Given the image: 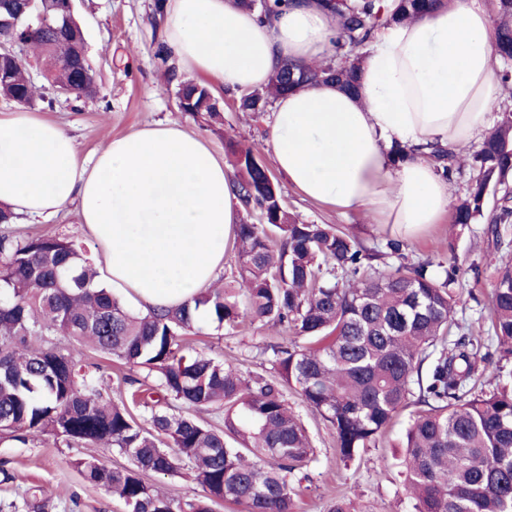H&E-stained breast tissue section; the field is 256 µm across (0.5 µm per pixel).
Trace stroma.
Here are the masks:
<instances>
[{"mask_svg":"<svg viewBox=\"0 0 512 512\" xmlns=\"http://www.w3.org/2000/svg\"><path fill=\"white\" fill-rule=\"evenodd\" d=\"M156 0H74V11L82 25L90 62L96 72L97 94L91 99H75L61 94L44 79L31 49H22L29 59V76L38 98L30 111L64 127L76 140L81 157L91 156L109 140L140 127L175 122L201 136L218 157H225V138L251 148L265 164L273 159L266 145L267 113L245 112L239 95L219 86L211 91L224 116L221 125L211 127L200 118L182 112L175 83L168 72L175 59H161L165 41L164 25H153ZM284 207L298 221L332 224L358 237L367 247H380L384 239L368 215H340L324 206L304 200L291 188L283 190ZM16 238L59 235L83 246L90 261L98 254L80 223L75 207H67L48 221L17 218L7 228ZM409 260L447 262L456 255L462 266L477 264L479 275H465L456 317L472 325L475 335L488 336V305L497 271L504 259L483 232L482 225L465 228L453 225L450 216L440 223L419 229L407 239ZM196 352L234 362L244 378L269 376L270 366L259 351L277 342L276 330L262 322L245 323L236 333L214 324H202L188 334ZM288 402L300 415L317 449L318 462L302 482L299 512H327L336 497L361 505L372 501L377 512H414L406 494L401 468L395 457L397 443L409 421L402 411L385 442L360 450L348 462L336 453L334 436L316 414L307 409L296 394ZM94 456L114 466L126 464L116 449L70 447L51 438L24 443L0 441V512H124L121 502L105 488L86 484L71 466V459Z\"/></svg>","mask_w":512,"mask_h":512,"instance_id":"obj_1","label":"stroma"}]
</instances>
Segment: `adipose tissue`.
I'll use <instances>...</instances> for the list:
<instances>
[{
    "mask_svg": "<svg viewBox=\"0 0 512 512\" xmlns=\"http://www.w3.org/2000/svg\"><path fill=\"white\" fill-rule=\"evenodd\" d=\"M493 35L484 0H451L375 32L357 96L317 85L277 99L267 144L287 185L341 214L367 213L393 237L438 223L448 182L429 154L487 133ZM335 38L334 18L315 0H290L266 21L233 0L167 3L166 43L180 66L229 91L263 86L284 63L321 59ZM398 144L412 150L401 162ZM0 203L31 219L76 205L113 294L147 311L209 286L242 208L223 161L180 125L137 129L83 160L71 134L20 106L0 113Z\"/></svg>",
    "mask_w": 512,
    "mask_h": 512,
    "instance_id": "adipose-tissue-1",
    "label": "adipose tissue"
}]
</instances>
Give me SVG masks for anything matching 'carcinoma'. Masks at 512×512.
I'll use <instances>...</instances> for the list:
<instances>
[{"instance_id": "obj_1", "label": "carcinoma", "mask_w": 512, "mask_h": 512, "mask_svg": "<svg viewBox=\"0 0 512 512\" xmlns=\"http://www.w3.org/2000/svg\"><path fill=\"white\" fill-rule=\"evenodd\" d=\"M443 0H317L333 15L334 53L315 64L290 62L268 84L241 97V108L263 112L276 98L328 84L357 95L365 48L384 25L422 18ZM12 20L0 43L32 48L44 77L77 98L96 94L83 29L67 0H0ZM495 24L497 71L512 83V0H489ZM295 72L298 82L285 78ZM181 111L222 120L210 88L178 81ZM36 87L14 51H0V97L30 104ZM240 201L259 223L234 227L239 301L231 288H208L192 302L144 315L130 311L98 279L75 241L56 235H0V438L53 437L68 446L105 445L131 465L95 457L71 465L92 486L123 501L127 512H296L301 474L317 452L288 404L293 390L326 422L344 461L376 445L398 414L413 405L401 453L405 490L415 512H512V387L476 390L512 361V264L500 267L491 293L496 346L456 318L464 272L456 258L440 276L430 263L410 262L406 245L389 238L400 259L373 270L379 254L331 224H304L285 210L283 191L253 150L225 143ZM450 178L456 153L430 154ZM476 171L465 198L451 204L453 223L486 225L495 248L512 251L502 230L512 225V110L484 137L470 159ZM273 227L270 237L265 226ZM204 312L219 328L264 322L286 336L271 347L274 375L244 379L235 364L189 353L181 336ZM308 341L302 346L297 339ZM116 358L130 370L136 418L124 401L103 393L100 378L82 372L74 345ZM222 412L220 426L173 413V403ZM189 467L202 495L184 501L152 485L150 474Z\"/></svg>"}]
</instances>
